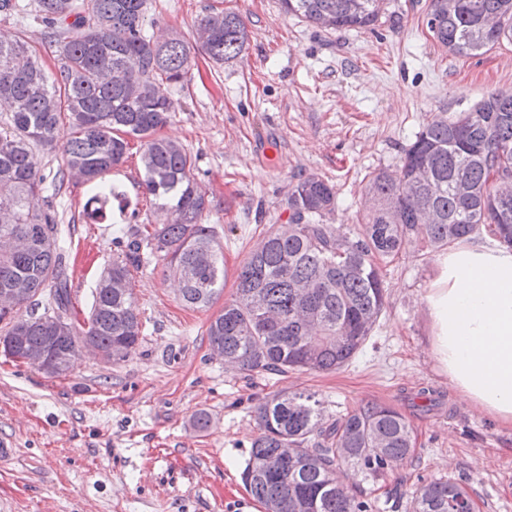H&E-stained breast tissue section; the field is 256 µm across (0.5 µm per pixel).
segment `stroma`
<instances>
[{"label":"stroma","instance_id":"1","mask_svg":"<svg viewBox=\"0 0 512 512\" xmlns=\"http://www.w3.org/2000/svg\"><path fill=\"white\" fill-rule=\"evenodd\" d=\"M24 2V15L0 13V38H24L57 75L60 43L37 17L36 0ZM430 3L385 0L370 28L331 30L284 14L280 0H148L146 28L157 34L193 41L211 8L237 13L247 29L243 52L224 65L193 52L158 131L184 146L211 200L203 221L223 247L224 292L210 308L183 306L164 259L152 255L134 274L146 327L128 361L107 364L83 350L67 375L51 377L0 353V439L13 443L0 458V512H266L243 472L259 435L256 409L279 392L314 394L329 422L371 403L409 419L415 454L375 484L374 512H407L413 492L439 478L461 483L476 512H512V428L456 399L428 349L421 300L437 253L410 247L387 266L382 314L338 370L248 375L215 358L206 336L264 232L287 223L298 177L335 185L325 221L353 235L370 174L396 169L429 120L512 90V43L451 54L427 28ZM141 152L130 138L109 176L131 214L87 220L93 186L75 178L53 199L80 315L100 272L150 216L138 184ZM425 388L442 394V405L422 407ZM200 412L210 419L203 432L193 425Z\"/></svg>","mask_w":512,"mask_h":512}]
</instances>
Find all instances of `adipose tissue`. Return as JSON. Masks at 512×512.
<instances>
[{"label":"adipose tissue","mask_w":512,"mask_h":512,"mask_svg":"<svg viewBox=\"0 0 512 512\" xmlns=\"http://www.w3.org/2000/svg\"><path fill=\"white\" fill-rule=\"evenodd\" d=\"M422 304L431 355L455 396L512 426V249L451 244Z\"/></svg>","instance_id":"adipose-tissue-1"}]
</instances>
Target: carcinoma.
<instances>
[{"mask_svg": "<svg viewBox=\"0 0 512 512\" xmlns=\"http://www.w3.org/2000/svg\"><path fill=\"white\" fill-rule=\"evenodd\" d=\"M283 11L333 29L367 27L382 0H280ZM147 0H36V13L61 39L59 76L51 79L28 43L0 41V101L10 116L0 129V238L27 243L0 254V289L22 288L0 324L30 327L17 349L48 341L40 321L66 317L57 357L70 363L82 340L135 354L145 323L132 284L144 250L166 260L165 272L189 308L211 306L224 293V256L213 227L202 223L206 191L193 161L177 141L159 137L173 111L171 87L183 82L194 46L179 37L158 42L145 28ZM200 41L216 64L236 59L247 41L242 18L212 11ZM427 26L448 52L478 56L512 41V0H431ZM69 136L58 142L60 126ZM143 141L140 183L162 214L152 228L128 240L122 256L102 272L88 317L74 311L60 217L47 188L58 193L76 176L94 184L90 202L116 196L105 176L123 161L127 141ZM60 148L62 166L47 178L33 147ZM512 177V90L495 91L467 112L433 117L405 151L395 171L372 173L374 205L357 237L339 235L317 220L332 212L336 192L317 175L301 177L288 195V223L266 232L237 276L235 297L210 321L209 345L224 361L251 374L303 368L330 372L347 364L366 341L384 308L383 268L414 245L431 253L457 240L488 235L512 247L511 206L494 186ZM48 235L53 245L40 238ZM260 434L244 470L251 494L268 512H371L369 500L345 492L337 480L345 455L362 478L375 479L389 463L410 459L413 429L393 407L371 404L341 420L324 421L312 395L277 394L256 410ZM288 448L283 470L269 461ZM472 501L452 479L431 481L413 494L412 512H465Z\"/></svg>", "mask_w": 512, "mask_h": 512, "instance_id": "cac0c4a2", "label": "carcinoma"}]
</instances>
